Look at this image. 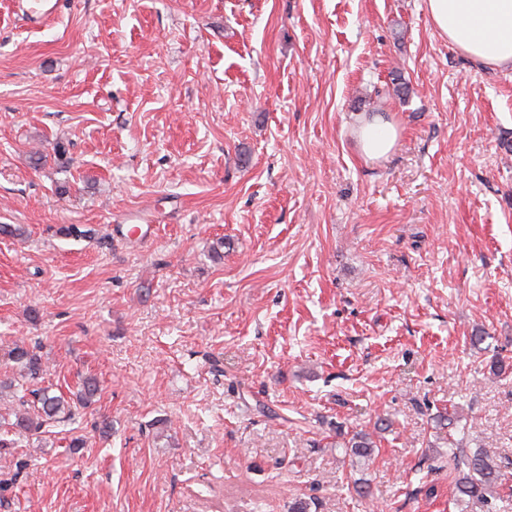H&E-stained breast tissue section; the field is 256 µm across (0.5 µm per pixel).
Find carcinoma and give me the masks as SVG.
Instances as JSON below:
<instances>
[{"label": "carcinoma", "instance_id": "1", "mask_svg": "<svg viewBox=\"0 0 512 512\" xmlns=\"http://www.w3.org/2000/svg\"><path fill=\"white\" fill-rule=\"evenodd\" d=\"M8 358L15 364L18 376L9 382L0 383L3 389L22 387L17 401L20 410L15 413L16 435L20 438L40 432L46 426H55L73 419L74 405L89 406L98 392L97 383L87 380L75 398L53 393L48 388H37L35 384L45 375L41 356L36 349L14 345L8 350ZM448 478L456 493V505L465 509L491 503L501 498V478L498 466L488 452L478 448L466 452L463 441L448 442Z\"/></svg>", "mask_w": 512, "mask_h": 512}]
</instances>
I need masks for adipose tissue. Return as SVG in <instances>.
<instances>
[{
  "label": "adipose tissue",
  "mask_w": 512,
  "mask_h": 512,
  "mask_svg": "<svg viewBox=\"0 0 512 512\" xmlns=\"http://www.w3.org/2000/svg\"><path fill=\"white\" fill-rule=\"evenodd\" d=\"M432 26L458 52L485 69H512V0H426ZM365 159L386 158L398 130L379 117L357 128Z\"/></svg>",
  "instance_id": "adipose-tissue-1"
}]
</instances>
